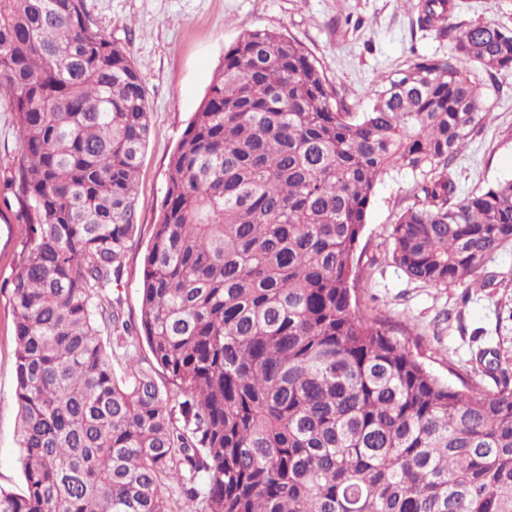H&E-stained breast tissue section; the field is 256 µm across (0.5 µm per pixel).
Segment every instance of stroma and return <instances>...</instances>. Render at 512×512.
<instances>
[{"label": "stroma", "mask_w": 512, "mask_h": 512, "mask_svg": "<svg viewBox=\"0 0 512 512\" xmlns=\"http://www.w3.org/2000/svg\"><path fill=\"white\" fill-rule=\"evenodd\" d=\"M417 0H84L90 19L127 46L146 89L150 136L137 177L134 244L112 292L126 320L138 325L143 256L165 195L168 163L206 96L225 50L245 31L268 28L299 40L351 111H365L370 92L420 57L447 56L454 34L420 27ZM451 20L512 29V0H452ZM485 118L453 164L461 195L512 179V68L470 67ZM19 150L13 114L0 101V486L19 490L20 448L15 405V324L10 288L28 237L7 184ZM418 174L391 171L377 183L357 249V297L384 319L442 382L471 375L494 388L512 375V244L498 251L485 287L436 288L410 280L391 259V226L415 201Z\"/></svg>", "instance_id": "35a3bbf8"}]
</instances>
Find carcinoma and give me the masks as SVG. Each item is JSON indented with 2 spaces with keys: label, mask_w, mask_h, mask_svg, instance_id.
Returning <instances> with one entry per match:
<instances>
[{
  "label": "carcinoma",
  "mask_w": 512,
  "mask_h": 512,
  "mask_svg": "<svg viewBox=\"0 0 512 512\" xmlns=\"http://www.w3.org/2000/svg\"><path fill=\"white\" fill-rule=\"evenodd\" d=\"M417 8L430 27L451 0ZM471 63L512 68V30L465 26L351 112L299 41L243 33L170 157L132 328L112 281L150 131L141 75L83 0H0L29 226L11 287L22 489L0 487V512H512V380L439 382L352 294L396 167L422 176L391 234L409 279L476 283L512 243V181L461 198L449 169L484 119Z\"/></svg>",
  "instance_id": "1"
}]
</instances>
